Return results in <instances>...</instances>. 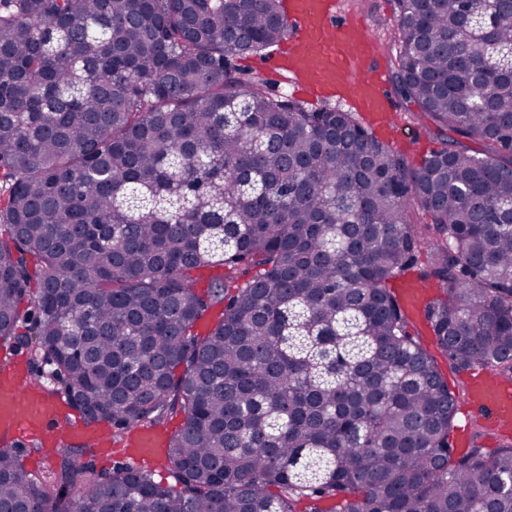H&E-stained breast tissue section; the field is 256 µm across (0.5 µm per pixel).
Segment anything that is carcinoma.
Wrapping results in <instances>:
<instances>
[{
	"label": "carcinoma",
	"mask_w": 512,
	"mask_h": 512,
	"mask_svg": "<svg viewBox=\"0 0 512 512\" xmlns=\"http://www.w3.org/2000/svg\"><path fill=\"white\" fill-rule=\"evenodd\" d=\"M284 12L0 0V339L35 337L31 367L115 440L183 416L165 484L79 485L88 446L40 480L1 445L0 512H512V443L455 448L466 386L394 290L427 244L439 351L512 378V0H398L394 90L438 144L417 165L232 73ZM473 14L489 35L463 41ZM206 267L227 273L201 294Z\"/></svg>",
	"instance_id": "obj_1"
}]
</instances>
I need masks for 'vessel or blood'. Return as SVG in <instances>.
<instances>
[{
	"instance_id": "obj_1",
	"label": "vessel or blood",
	"mask_w": 512,
	"mask_h": 512,
	"mask_svg": "<svg viewBox=\"0 0 512 512\" xmlns=\"http://www.w3.org/2000/svg\"><path fill=\"white\" fill-rule=\"evenodd\" d=\"M295 27L277 68L288 71L297 86L317 94L338 92L340 102L387 124L393 119L385 75L376 67L366 27L342 15L336 0H289ZM467 404L498 431L512 430V381L484 371L467 380ZM78 423L60 421L58 405L26 376L0 375V433L17 439L46 436L65 449L79 433ZM127 457L140 463L155 457L158 439L142 426L128 437Z\"/></svg>"
}]
</instances>
